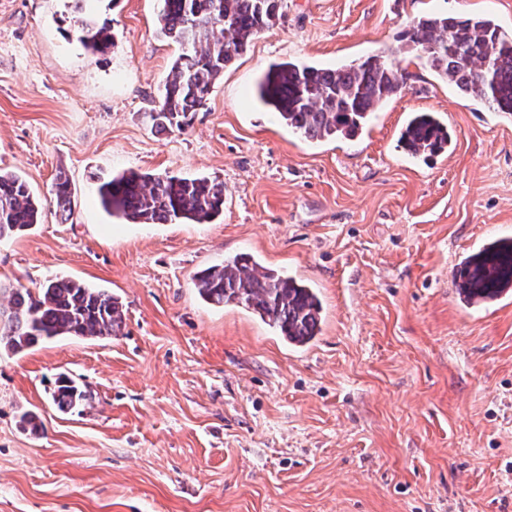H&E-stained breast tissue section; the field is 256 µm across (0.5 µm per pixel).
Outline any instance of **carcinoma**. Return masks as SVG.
Returning <instances> with one entry per match:
<instances>
[{
    "label": "carcinoma",
    "mask_w": 512,
    "mask_h": 512,
    "mask_svg": "<svg viewBox=\"0 0 512 512\" xmlns=\"http://www.w3.org/2000/svg\"><path fill=\"white\" fill-rule=\"evenodd\" d=\"M161 34L181 52L166 76L159 104L147 113L157 132L181 130L204 106L215 80L250 39L283 15L285 0H160ZM408 51L425 59L462 97L495 112L512 114V33L485 15L424 14L401 34ZM77 40L95 53L114 44L111 28L82 24ZM403 85L393 62L370 55L335 69L295 62L273 64L258 83V98L276 118L305 139H353ZM448 126L432 112L412 114L398 143L418 158L448 149ZM60 218L71 214V184L54 182ZM104 209L133 224H206L224 207V183L204 176L151 175L134 170L101 181ZM44 207L27 182L0 172V240L41 222ZM199 295L214 305L243 306L274 328L291 346L304 347L321 333L322 305L306 281L264 267L239 254L194 277ZM460 301L477 307L512 288V237L495 238L464 257L453 272ZM122 305L105 290L73 279L46 281L32 292L10 288L9 311L0 315V347L19 354L56 336H116ZM90 398L63 377L54 405L71 411Z\"/></svg>",
    "instance_id": "carcinoma-1"
}]
</instances>
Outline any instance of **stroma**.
<instances>
[{
    "label": "stroma",
    "mask_w": 512,
    "mask_h": 512,
    "mask_svg": "<svg viewBox=\"0 0 512 512\" xmlns=\"http://www.w3.org/2000/svg\"><path fill=\"white\" fill-rule=\"evenodd\" d=\"M427 12L512 30V0H285L189 125L157 133L145 114L179 53L157 0H0V169L45 206L0 241V282L80 280L124 311L116 336L0 351V512H512V297L469 307L452 284L512 237V117L407 54L400 34ZM86 20L110 26L105 54L77 41ZM372 54L404 84L354 139L306 140L254 96L270 64ZM414 112L446 121L447 151L398 148ZM129 170L221 181L224 211L110 215L95 180ZM242 253L315 288L308 346L199 296L195 274ZM62 377L90 406H54ZM56 208L61 220L67 221L71 214V184L64 173L56 176L53 186Z\"/></svg>",
    "instance_id": "1"
}]
</instances>
